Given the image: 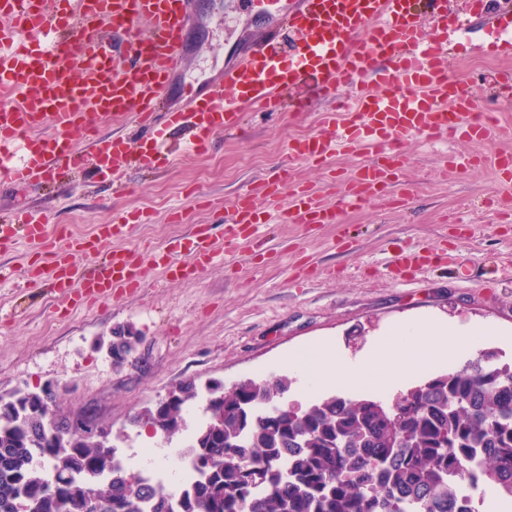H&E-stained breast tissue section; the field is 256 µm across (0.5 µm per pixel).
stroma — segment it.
<instances>
[{
	"instance_id": "obj_1",
	"label": "stroma",
	"mask_w": 512,
	"mask_h": 512,
	"mask_svg": "<svg viewBox=\"0 0 512 512\" xmlns=\"http://www.w3.org/2000/svg\"><path fill=\"white\" fill-rule=\"evenodd\" d=\"M447 7L463 24L450 35L449 49L459 56L455 75L467 84L474 110L495 106L491 74L512 66V56L501 52L512 29L499 26L497 0H447ZM264 25L245 0H195L189 45L165 106L181 107L184 84L217 78ZM323 108L317 102L303 112L251 113L239 135L215 137L205 153L184 154L170 170L146 173L126 160L108 179L90 165L26 187L0 183V216L38 210L49 243L64 245L82 237V224L109 222L125 208L146 219L128 226L121 246L151 254L199 227L223 245L224 213L207 199L231 202L251 183L275 177L282 164L336 205L337 180L366 163L367 154L322 163L289 158L291 142L321 130ZM499 119L500 131L483 144L407 137L398 181L382 198L341 211L336 223L270 225L266 243L240 244L194 279L174 280L154 268L137 292L80 309L69 308L49 283L24 281L40 253L19 241L0 252V394L56 383L55 411L111 426L122 456L138 470L136 449L165 445L151 427L133 424L143 407L190 379L202 387L274 379L285 374L288 356L321 341L353 358L396 326L433 320L460 333L485 329L478 347L512 362V182L499 179L490 162L494 152L512 151V110ZM452 152L481 163L444 174ZM116 181L129 188L120 199L112 193ZM176 210L185 218L174 225ZM418 245L446 253L447 262L393 279L392 256ZM120 327L133 328L141 341L134 358L117 365L108 343Z\"/></svg>"
}]
</instances>
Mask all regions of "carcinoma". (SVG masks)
<instances>
[{
  "label": "carcinoma",
  "mask_w": 512,
  "mask_h": 512,
  "mask_svg": "<svg viewBox=\"0 0 512 512\" xmlns=\"http://www.w3.org/2000/svg\"><path fill=\"white\" fill-rule=\"evenodd\" d=\"M133 329L112 333L124 362ZM292 380L244 377L206 400L186 448L194 479L177 493L122 464L112 439L70 432L40 393L0 394V512H479L486 491L512 500V365L492 349L390 399L328 394L271 408ZM192 380L134 418L166 442L188 430Z\"/></svg>",
  "instance_id": "obj_1"
}]
</instances>
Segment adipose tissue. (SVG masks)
Listing matches in <instances>:
<instances>
[{
  "mask_svg": "<svg viewBox=\"0 0 512 512\" xmlns=\"http://www.w3.org/2000/svg\"><path fill=\"white\" fill-rule=\"evenodd\" d=\"M473 342V337L457 335L448 325L420 321L376 338L357 357L344 356L332 344L319 343L310 348L309 359L289 358L288 367L297 374L305 395L333 388L386 391L398 387L408 375L454 360Z\"/></svg>",
  "mask_w": 512,
  "mask_h": 512,
  "instance_id": "adipose-tissue-1",
  "label": "adipose tissue"
}]
</instances>
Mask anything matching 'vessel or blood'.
<instances>
[{
	"mask_svg": "<svg viewBox=\"0 0 512 512\" xmlns=\"http://www.w3.org/2000/svg\"><path fill=\"white\" fill-rule=\"evenodd\" d=\"M441 0H268L266 14L277 23L267 37L242 48L217 79L190 82L185 105L165 111L160 100L184 48L185 19L192 0H0L11 25L0 32V181L34 182L59 167L95 165L109 176L128 148L120 137L101 136L94 117L134 120L141 133L136 162L153 169L168 165L180 148L203 151L216 135L238 131L251 112L300 107L289 95L314 77L319 95L335 100L348 88L342 117H328L321 131L290 147L293 159L320 162L339 152L362 151L368 162L348 175L337 208L325 207L316 192L296 181L290 169L260 182L224 210L228 239L261 238L271 224H332L338 209L383 196L399 171L391 148L411 135L431 142L488 139L493 125L473 116L466 88L452 75L448 15ZM149 18V35L135 39L133 55L118 65L96 36L109 24L130 28ZM173 129L188 130L186 145L170 143ZM291 201L277 205L280 183ZM269 205L256 207L254 194ZM129 211L96 227L94 238L52 251L46 265L27 271L33 283L49 282L55 292L80 306L142 287L148 264L188 279L223 262L222 250L195 231L178 244L184 264L163 253L145 257L115 248L130 222ZM40 245L44 221L31 213L0 224V250L19 240ZM90 259L78 264L74 253ZM434 262L425 247L398 252L392 267L418 272Z\"/></svg>",
	"mask_w": 512,
	"mask_h": 512,
	"instance_id": "obj_1",
	"label": "vessel or blood"
}]
</instances>
